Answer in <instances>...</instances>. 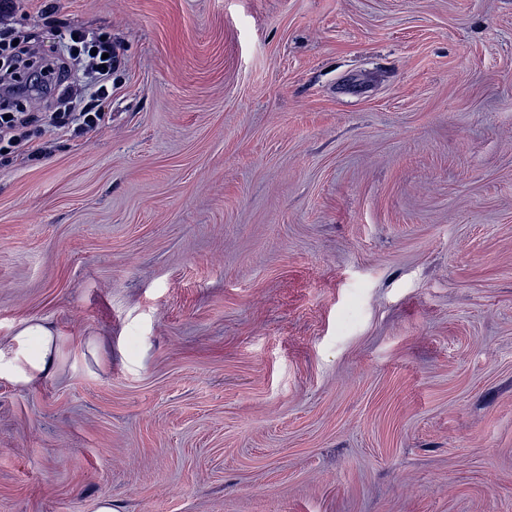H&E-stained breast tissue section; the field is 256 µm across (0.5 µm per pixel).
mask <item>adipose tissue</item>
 <instances>
[{
    "label": "adipose tissue",
    "mask_w": 512,
    "mask_h": 512,
    "mask_svg": "<svg viewBox=\"0 0 512 512\" xmlns=\"http://www.w3.org/2000/svg\"><path fill=\"white\" fill-rule=\"evenodd\" d=\"M57 353V339L42 322L29 321L0 345V379L27 386L46 377Z\"/></svg>",
    "instance_id": "ef3b65f1"
}]
</instances>
